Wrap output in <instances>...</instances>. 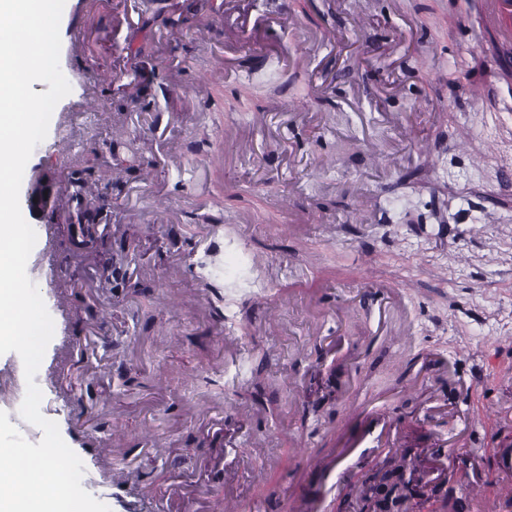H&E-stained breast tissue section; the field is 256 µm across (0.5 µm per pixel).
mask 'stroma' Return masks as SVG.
<instances>
[{"instance_id":"35a3bbf8","label":"stroma","mask_w":512,"mask_h":512,"mask_svg":"<svg viewBox=\"0 0 512 512\" xmlns=\"http://www.w3.org/2000/svg\"><path fill=\"white\" fill-rule=\"evenodd\" d=\"M60 37L71 91L23 177L92 201L100 236L80 257L28 216L26 271L83 488L110 512H360L349 486L401 451L455 460L413 512H483L512 451V48L465 0H65ZM25 393L0 355L35 444ZM372 396L394 441L363 448ZM344 450L334 487L315 460Z\"/></svg>"}]
</instances>
